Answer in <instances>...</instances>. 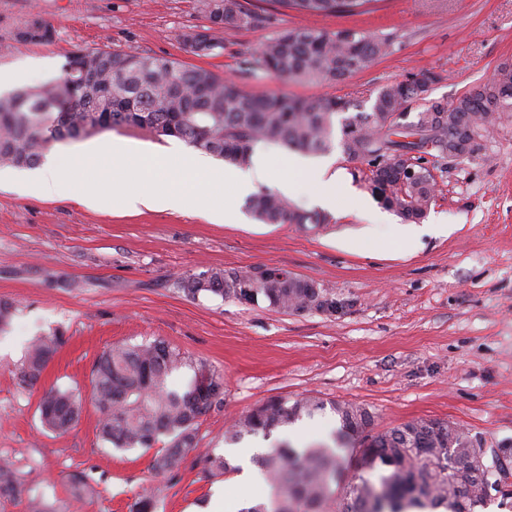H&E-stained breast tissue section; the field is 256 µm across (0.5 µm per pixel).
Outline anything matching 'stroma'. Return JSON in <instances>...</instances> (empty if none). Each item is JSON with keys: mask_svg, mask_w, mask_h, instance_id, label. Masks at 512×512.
Returning a JSON list of instances; mask_svg holds the SVG:
<instances>
[{"mask_svg": "<svg viewBox=\"0 0 512 512\" xmlns=\"http://www.w3.org/2000/svg\"><path fill=\"white\" fill-rule=\"evenodd\" d=\"M268 25L224 31V52L195 57L184 33L203 26L194 0H0V70L22 86L58 80L76 48L164 56L211 70L258 95H325L368 101L385 83L421 72L439 75L432 96L453 101L512 60V0H374L366 12L317 16L250 0ZM54 30L41 43L17 41L31 15ZM310 27L390 33L391 54L340 83L278 80L244 71L242 62L279 31ZM341 174L328 221L308 224H214L204 214L95 208L68 198L24 195L0 181V300L15 307L0 331V459L15 464L26 494L1 499L0 512H26L39 496L70 503L71 479L94 490L80 512H130L144 487L164 484L155 512H204L234 474L208 477L197 452L162 481L154 450L101 444L98 414L85 406L77 426L42 429L44 390L89 396L104 349L162 339L224 376V395L198 425L200 450L230 454L224 433L270 399L313 396L369 407L374 428L412 420H449L486 447L512 446V112L480 141L472 158L437 175L427 223L447 234L402 238L401 217L372 223L376 200L359 165L329 155ZM288 269L332 291L336 315L284 314L212 295L187 296L182 278L209 268ZM59 333L65 343L38 385L22 389L15 372L33 337ZM335 414L305 417L270 436H244L241 447L268 450L281 440L298 448L333 443Z\"/></svg>", "mask_w": 512, "mask_h": 512, "instance_id": "stroma-1", "label": "stroma"}]
</instances>
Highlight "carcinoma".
<instances>
[{"mask_svg":"<svg viewBox=\"0 0 512 512\" xmlns=\"http://www.w3.org/2000/svg\"><path fill=\"white\" fill-rule=\"evenodd\" d=\"M377 0H276L282 7L310 15L355 14ZM196 10L211 23L209 46L202 57L224 51L221 33L227 29L262 26L267 15L247 0H195ZM394 37L342 28H288L263 42L246 69H260L277 79L341 82L368 69L390 53ZM89 76L84 87L74 72ZM340 96L314 100L286 94L256 96L242 85L212 71L187 68L167 57L135 52L89 49L67 57L62 77L36 89L0 97V166L33 168L55 142L77 140L103 131L126 128L160 139L173 137L231 165L252 163L255 146L274 143L314 154L340 149L342 156L364 165L361 178L385 208L411 224L421 223L435 201L439 161L446 160L448 141L472 123L488 129L504 112H512V61L500 63L494 77L447 103L420 92L409 79L376 89L365 111ZM414 119L400 125L398 112ZM434 117V137L419 144L408 140L413 128ZM434 144V159L426 144ZM410 156L414 176L401 179L395 161ZM247 209L265 224H323L326 217L295 208L282 195L261 188L246 201ZM249 270L210 268L182 279V290L195 298L219 296L281 313L318 311L333 315L337 304L326 288L291 276L285 268ZM64 343L63 336H37L16 373L24 389L34 388L43 370ZM190 365L188 357L163 340L124 344L105 349L93 368L90 402L99 414L102 442L117 450L150 449L157 444L152 468L174 476L186 455L197 450L198 421L221 402L224 378L212 371L213 395L197 393L195 381L183 390L170 385L173 372ZM83 400L69 390L50 388L38 406L42 426L66 433L79 421ZM331 410L338 416V438L356 450V474L336 492L341 468L336 450L318 446L297 450L276 444L258 460L272 491L270 502L245 512H414L416 509L477 512L492 497V476L473 475L468 459L496 449L484 448L482 438L448 420H416L385 431H374V413L351 402L301 398L288 403L271 399L228 429L224 440L236 443L248 434L288 426L300 418ZM210 477L232 471L221 454L200 453ZM24 491L21 472L0 462V498ZM155 491L139 494L131 512H154Z\"/></svg>","mask_w":512,"mask_h":512,"instance_id":"carcinoma-1","label":"carcinoma"}]
</instances>
